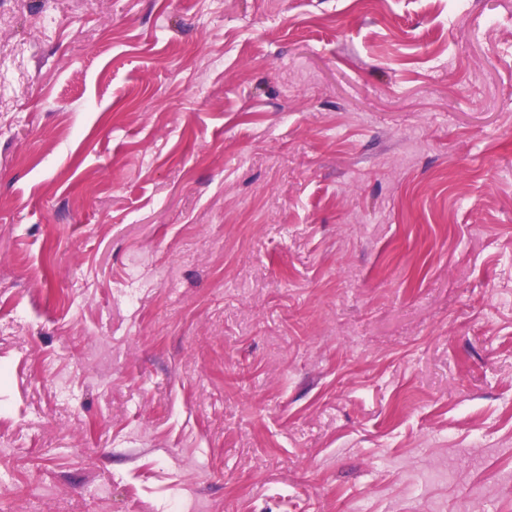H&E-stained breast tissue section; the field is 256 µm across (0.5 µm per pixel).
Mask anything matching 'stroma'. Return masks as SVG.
Segmentation results:
<instances>
[{"instance_id":"35a3bbf8","label":"stroma","mask_w":512,"mask_h":512,"mask_svg":"<svg viewBox=\"0 0 512 512\" xmlns=\"http://www.w3.org/2000/svg\"><path fill=\"white\" fill-rule=\"evenodd\" d=\"M0 512H512V0H0Z\"/></svg>"}]
</instances>
